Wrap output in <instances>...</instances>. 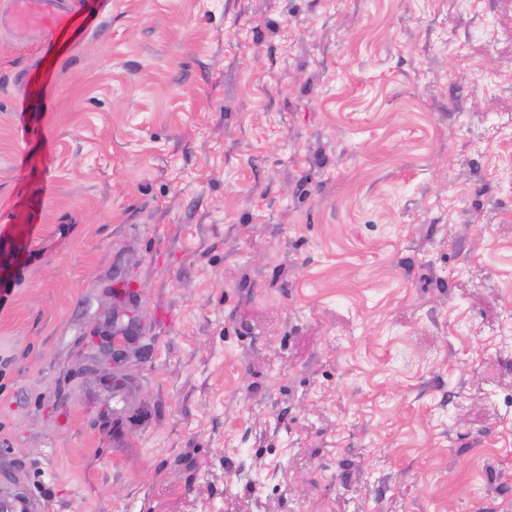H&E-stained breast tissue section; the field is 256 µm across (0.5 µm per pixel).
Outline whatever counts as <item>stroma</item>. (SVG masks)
<instances>
[{
  "mask_svg": "<svg viewBox=\"0 0 512 512\" xmlns=\"http://www.w3.org/2000/svg\"><path fill=\"white\" fill-rule=\"evenodd\" d=\"M4 279L0 491L41 512H512V10L112 0L45 59L0 36ZM136 331V324L129 321L126 325L116 328L115 330L106 331L103 336H99L96 343L99 356L108 362L121 363L129 357L128 348L130 345L136 343L134 333ZM118 334L121 336H112Z\"/></svg>",
  "mask_w": 512,
  "mask_h": 512,
  "instance_id": "35a3bbf8",
  "label": "stroma"
}]
</instances>
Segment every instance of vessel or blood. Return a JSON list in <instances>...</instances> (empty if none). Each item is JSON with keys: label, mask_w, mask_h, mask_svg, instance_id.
<instances>
[{"label": "vessel or blood", "mask_w": 512, "mask_h": 512, "mask_svg": "<svg viewBox=\"0 0 512 512\" xmlns=\"http://www.w3.org/2000/svg\"><path fill=\"white\" fill-rule=\"evenodd\" d=\"M109 9L108 0H0V32L49 53L57 38L81 28L97 29ZM33 497L0 493V512H40Z\"/></svg>", "instance_id": "1"}]
</instances>
